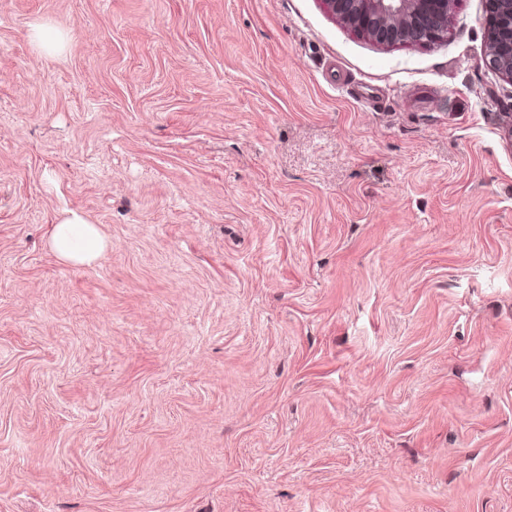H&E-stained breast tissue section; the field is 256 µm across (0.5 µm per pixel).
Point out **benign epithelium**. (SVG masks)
<instances>
[{
	"label": "benign epithelium",
	"mask_w": 512,
	"mask_h": 512,
	"mask_svg": "<svg viewBox=\"0 0 512 512\" xmlns=\"http://www.w3.org/2000/svg\"><path fill=\"white\" fill-rule=\"evenodd\" d=\"M342 26L381 47L425 46L448 31L454 0H321ZM486 65L512 84V0H486Z\"/></svg>",
	"instance_id": "obj_1"
}]
</instances>
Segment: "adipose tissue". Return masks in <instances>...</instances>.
I'll return each mask as SVG.
<instances>
[{
  "instance_id": "adipose-tissue-1",
  "label": "adipose tissue",
  "mask_w": 512,
  "mask_h": 512,
  "mask_svg": "<svg viewBox=\"0 0 512 512\" xmlns=\"http://www.w3.org/2000/svg\"><path fill=\"white\" fill-rule=\"evenodd\" d=\"M48 244L60 261L74 265L93 264L106 249L97 226L73 211L54 224Z\"/></svg>"
}]
</instances>
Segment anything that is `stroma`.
I'll return each mask as SVG.
<instances>
[{
    "instance_id": "stroma-1",
    "label": "stroma",
    "mask_w": 512,
    "mask_h": 512,
    "mask_svg": "<svg viewBox=\"0 0 512 512\" xmlns=\"http://www.w3.org/2000/svg\"><path fill=\"white\" fill-rule=\"evenodd\" d=\"M450 20L0 0V512H512V84ZM342 26L381 47L425 46L448 31L454 0H321ZM29 38L40 53L46 54L58 52L64 41L61 33L53 32L50 27L44 24L32 26ZM48 244L60 261L88 266L102 255L107 245L97 226L73 211L53 225Z\"/></svg>"
}]
</instances>
